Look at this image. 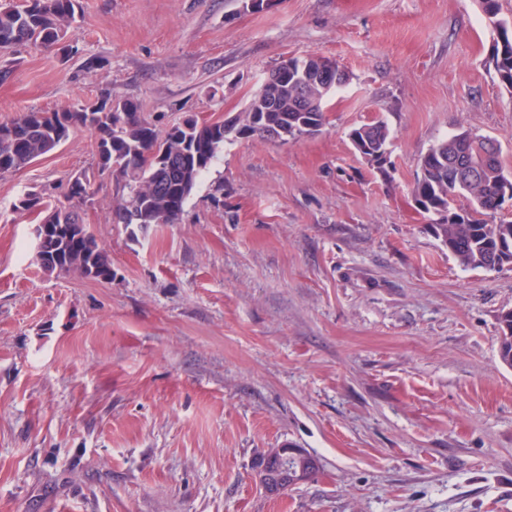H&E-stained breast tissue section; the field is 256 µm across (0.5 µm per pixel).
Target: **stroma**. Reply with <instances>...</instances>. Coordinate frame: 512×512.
I'll return each mask as SVG.
<instances>
[{"label":"stroma","instance_id":"35a3bbf8","mask_svg":"<svg viewBox=\"0 0 512 512\" xmlns=\"http://www.w3.org/2000/svg\"><path fill=\"white\" fill-rule=\"evenodd\" d=\"M80 49L12 50L0 123L111 91L163 128L240 115L286 57L349 82L317 134L231 137L175 224H116V181L82 211L111 282L48 275L19 197L96 161L71 134L0 176V512H512V266L466 268L412 189L437 141L498 139L512 91L481 0H81ZM383 119V167L348 133ZM288 444L315 480L266 494ZM316 67L312 69L316 73L315 82L310 80V83H299L296 91L299 95L303 96L307 101L309 99V86L313 83L319 84L320 80H326L328 83L341 85L346 82V74L340 67L336 66V62L325 56L315 57ZM501 323L503 334L499 341V360L500 363L512 369V311L502 313ZM306 455L300 448L288 447V445H281L278 448H270L264 456V461L257 468V480L260 487L269 495H278L281 492V478L288 473V484L282 485V493L288 491L293 485L290 482V471L297 470L294 476V483L300 484L302 480V467H299L298 462H302ZM288 459H295L296 461H288ZM288 461V466L284 464ZM283 472V473H281ZM281 473V474H280Z\"/></svg>","mask_w":512,"mask_h":512}]
</instances>
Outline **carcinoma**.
I'll list each match as a JSON object with an SVG mask.
<instances>
[{
    "label": "carcinoma",
    "mask_w": 512,
    "mask_h": 512,
    "mask_svg": "<svg viewBox=\"0 0 512 512\" xmlns=\"http://www.w3.org/2000/svg\"><path fill=\"white\" fill-rule=\"evenodd\" d=\"M80 0H21L0 5V51L17 46L54 47L65 59L78 54L69 43L68 26L75 19ZM489 25L496 31L491 63L499 82L512 89V23L499 17L496 0H484ZM288 84V94L266 90L255 94L241 127L224 130L221 122H201L194 115L159 130L130 100L114 101L107 94L94 103L68 106L52 112L31 110L0 123V175L25 168L66 142L76 130L95 136L98 170L117 179L115 224H175L196 180L210 166L229 135L265 140L278 131L286 143L305 135L310 121L325 120L323 105L302 103ZM349 134L369 142L371 150L387 151L390 130L375 119L354 127ZM493 138L463 129L434 144L422 157L420 175L412 193L416 204L437 216L436 233L448 252L464 267L496 269L512 265V221L490 223L502 209L505 184L512 174L500 156L482 161L486 144ZM96 194L95 175L80 171L66 184L64 201L54 202L47 191H33L19 200L18 208L39 211L44 218L36 237L46 234L57 243L56 257L40 262L49 274L75 271L95 281L112 280V261L107 250L83 223L82 207ZM469 208L457 212L459 199ZM500 363L512 369V311L502 313Z\"/></svg>",
    "instance_id": "carcinoma-1"
}]
</instances>
